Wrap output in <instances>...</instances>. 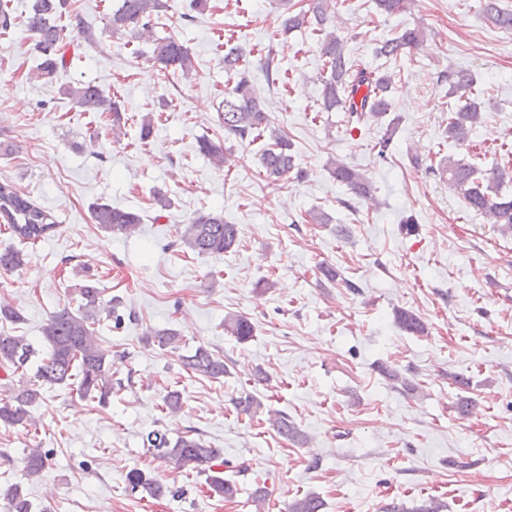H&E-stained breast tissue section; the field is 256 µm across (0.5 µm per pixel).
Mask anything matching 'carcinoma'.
<instances>
[{
  "label": "carcinoma",
  "mask_w": 512,
  "mask_h": 512,
  "mask_svg": "<svg viewBox=\"0 0 512 512\" xmlns=\"http://www.w3.org/2000/svg\"><path fill=\"white\" fill-rule=\"evenodd\" d=\"M378 10L392 16L405 12L414 0H375ZM500 0H484L482 11L494 25L512 30V10L499 5ZM68 6V0H32L23 26L34 40L40 63L33 77L50 81L68 67V51L73 41L65 38L64 26L59 24ZM337 0H306L297 10L288 9L282 15L281 31L288 33L302 29L315 21L319 25V53L323 59L320 75V111L345 113L346 126L356 128L385 117L392 109L391 93L394 75L389 71L355 68L350 64V47L347 39L336 30L328 29L327 23L336 14ZM166 10L165 0H119L112 9L108 27L114 34L125 35L130 41L150 42V59L164 73L189 74L194 60L186 44L173 35H153V21ZM425 38L420 28L406 29L398 36L381 41L377 55L395 59L406 51L418 48ZM224 70L236 77L234 85L224 91V100L218 106V126L224 130V139L245 141L268 133L270 144L263 150L260 160L265 175L272 181L288 178L298 169L293 145L288 135L273 126L268 102L256 89L246 71L244 54L237 47L224 52ZM448 96L459 90H472L474 78L462 70H448ZM81 112L107 113L112 118L113 138H120L130 117L125 105L94 82H82L61 88ZM485 121V106L477 97H468L464 103L448 111L445 130L448 141L458 147H466L474 131ZM198 151L209 158L218 169L224 167V148L209 138L198 141ZM328 169L336 183L351 194L373 197L376 187L366 175L354 166L334 157L328 160ZM440 170L448 175V186L463 199L472 210L490 223L498 225L501 233H512V194L506 185L512 182V166L493 164L481 168L465 159L448 156L440 161ZM0 218L6 221L8 232L19 241L35 244L52 236L58 222L54 214L36 204L28 194L20 191L11 180H0ZM93 223L112 234L129 236L136 233L141 224L138 213L97 202L91 207ZM240 228L228 224L218 212H198L188 223L179 227L177 240L199 255L220 256L237 244ZM24 264L23 254L7 249L0 252V273L8 274ZM77 310L64 306L50 314L42 328V346L38 350L28 339L11 331L0 329V370L4 379L13 381L19 372L35 365L33 379L21 382L7 395L0 398V425L5 427L24 425L37 427L31 407L50 390L67 385L79 397L88 398L101 408L112 400V350L103 346L97 326L102 317H115V324L122 323L115 314L112 300L103 297V290L91 277L78 291ZM395 321L405 333L422 336L427 326L414 311L399 308ZM224 330L238 342L245 343L253 336L254 326L244 315L230 314L224 318ZM146 343L160 349L177 348L180 333L173 328L152 329L146 333ZM183 366L191 373L218 381L228 373L224 355L205 346H199L183 356ZM240 414L251 417L263 408L261 400L250 392H243L232 400ZM182 408L181 394L169 390L163 397L162 411L174 416ZM266 422L280 437L297 444H307V436L284 412L267 411ZM146 448L164 460L172 469L192 467L206 475L207 494L226 502L234 501L236 483L224 477L221 452L211 448L193 430L170 434L166 430H153L146 436ZM50 467L49 456L40 448H30L24 457V471L29 477H37ZM127 486L142 490L151 497L164 493V485L155 477L139 469L126 475ZM0 500L6 512H32V503L17 483L0 486ZM448 505L441 499L430 497L412 505L404 501H391L380 507L379 512H446ZM323 502L316 494H306L288 503V512H321Z\"/></svg>",
  "instance_id": "carcinoma-1"
}]
</instances>
